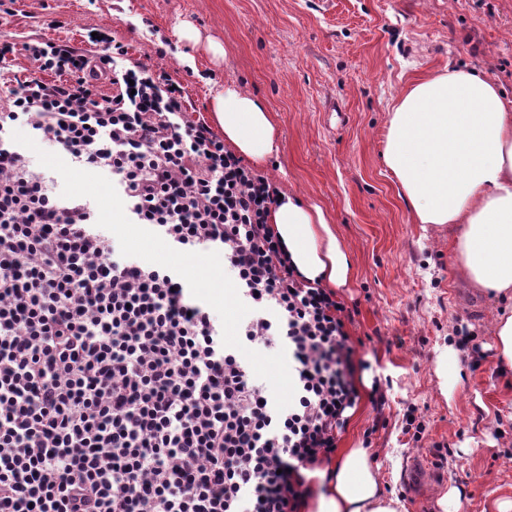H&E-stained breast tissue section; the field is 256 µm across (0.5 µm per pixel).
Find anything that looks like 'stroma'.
<instances>
[{"label": "stroma", "mask_w": 512, "mask_h": 512, "mask_svg": "<svg viewBox=\"0 0 512 512\" xmlns=\"http://www.w3.org/2000/svg\"><path fill=\"white\" fill-rule=\"evenodd\" d=\"M199 34L192 42L182 24ZM103 32L147 73L185 86L193 117L210 118L233 84L276 114L279 150L257 171L320 205L345 241L355 382L338 448L369 449L405 512H461L512 498V386L495 370L496 305L455 283L447 229L414 223L383 163L387 112L416 78L453 64L492 74L512 94V0H0V41L47 38L75 49ZM470 333L460 377L440 381L444 346ZM387 391L384 410L367 393ZM419 407L423 429L406 431ZM431 471L406 493L411 463Z\"/></svg>", "instance_id": "1"}]
</instances>
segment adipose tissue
I'll return each mask as SVG.
<instances>
[{
    "label": "adipose tissue",
    "instance_id": "adipose-tissue-1",
    "mask_svg": "<svg viewBox=\"0 0 512 512\" xmlns=\"http://www.w3.org/2000/svg\"><path fill=\"white\" fill-rule=\"evenodd\" d=\"M211 111L225 144L254 164L276 151L275 115L254 95L225 88ZM383 159L414 222L448 229L456 277L512 301V99L499 83L452 65L410 83L390 108ZM268 222L303 278L347 284L349 250L321 207L286 194ZM315 475L309 512H403L367 449H345Z\"/></svg>",
    "mask_w": 512,
    "mask_h": 512
}]
</instances>
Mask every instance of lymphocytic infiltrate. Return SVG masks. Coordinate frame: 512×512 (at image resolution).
<instances>
[{"label": "lymphocytic infiltrate", "mask_w": 512, "mask_h": 512, "mask_svg": "<svg viewBox=\"0 0 512 512\" xmlns=\"http://www.w3.org/2000/svg\"><path fill=\"white\" fill-rule=\"evenodd\" d=\"M0 98V512H301L360 394L350 316L299 276L268 217L279 190L138 65L99 94L89 53L19 46ZM17 125L110 172L127 217L180 251L221 250L253 314L242 342L283 347L285 410L174 272L122 256L7 139Z\"/></svg>", "instance_id": "obj_1"}]
</instances>
